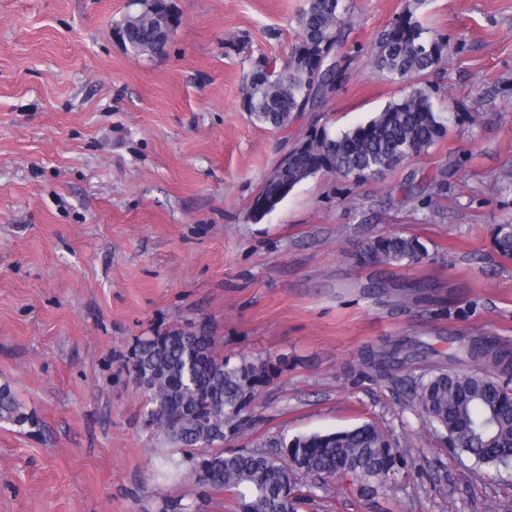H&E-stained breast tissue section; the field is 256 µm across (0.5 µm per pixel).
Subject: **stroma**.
Here are the masks:
<instances>
[{"mask_svg": "<svg viewBox=\"0 0 512 512\" xmlns=\"http://www.w3.org/2000/svg\"><path fill=\"white\" fill-rule=\"evenodd\" d=\"M411 0H345L344 82L284 129L243 112L263 58L284 66L306 0H174L161 57L135 58L112 25L128 0H0V387L29 416L0 420V512H234L197 478L160 475L127 368L139 339L175 328L225 354L268 359L228 449L373 422L408 460L364 501L351 478L313 480L299 512H512V469L480 467L421 423L407 392L453 366L503 381L493 358L449 363V335L512 350V0H424L417 19L461 39L425 76L453 114L429 152L376 180L324 173L262 219L253 200L313 125L366 121L407 87L372 67V43ZM444 173V189L432 178ZM426 258L356 261L378 235ZM438 354L381 380L371 350L399 339Z\"/></svg>", "mask_w": 512, "mask_h": 512, "instance_id": "stroma-1", "label": "stroma"}]
</instances>
